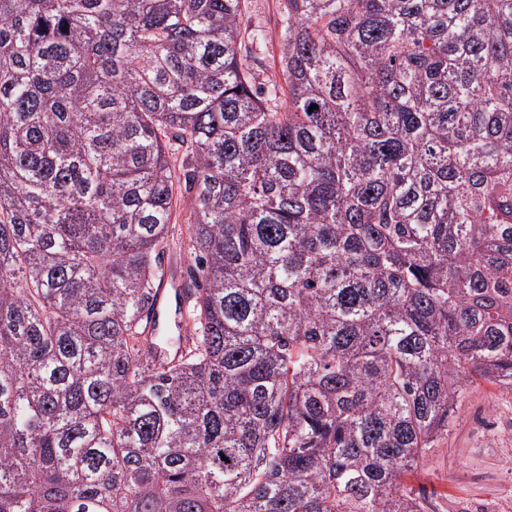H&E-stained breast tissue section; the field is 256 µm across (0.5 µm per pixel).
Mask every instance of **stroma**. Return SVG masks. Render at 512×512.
I'll list each match as a JSON object with an SVG mask.
<instances>
[{"instance_id":"stroma-1","label":"stroma","mask_w":512,"mask_h":512,"mask_svg":"<svg viewBox=\"0 0 512 512\" xmlns=\"http://www.w3.org/2000/svg\"><path fill=\"white\" fill-rule=\"evenodd\" d=\"M282 5L280 0H246L241 31H261L250 63L259 86L280 87ZM404 483L427 498V512H512V389L481 378L462 384L448 431Z\"/></svg>"}]
</instances>
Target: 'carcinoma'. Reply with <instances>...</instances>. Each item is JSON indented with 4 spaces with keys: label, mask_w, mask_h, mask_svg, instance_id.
Instances as JSON below:
<instances>
[{
    "label": "carcinoma",
    "mask_w": 512,
    "mask_h": 512,
    "mask_svg": "<svg viewBox=\"0 0 512 512\" xmlns=\"http://www.w3.org/2000/svg\"><path fill=\"white\" fill-rule=\"evenodd\" d=\"M243 7L0 0V512H426L512 388V0H283V110ZM185 199V193L178 190L176 191V197H175V212L173 215V223L171 224V232H170V249L164 254L162 258L163 260L170 259L171 257H174L178 260V263L180 262L184 266L183 263H185L188 258L190 257L191 252V245L189 244V237L188 232L186 229V211L187 206L184 202ZM172 236H174L172 240ZM161 262V263H162ZM190 302L186 295L178 288L175 274H169L162 279L160 288L155 295L156 319L146 330L147 335H154L160 327L161 321H179L183 317Z\"/></svg>",
    "instance_id": "1"
}]
</instances>
